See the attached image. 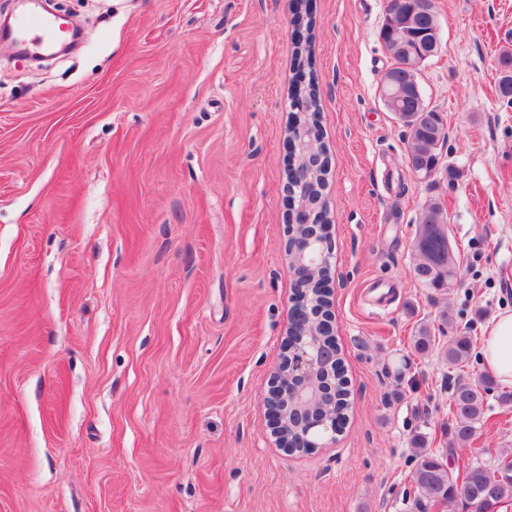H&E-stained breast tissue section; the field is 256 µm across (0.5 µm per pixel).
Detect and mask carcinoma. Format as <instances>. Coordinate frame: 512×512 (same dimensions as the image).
Instances as JSON below:
<instances>
[{
  "label": "carcinoma",
  "instance_id": "1",
  "mask_svg": "<svg viewBox=\"0 0 512 512\" xmlns=\"http://www.w3.org/2000/svg\"><path fill=\"white\" fill-rule=\"evenodd\" d=\"M379 38L386 45L392 62H397L401 51L396 43L398 35L382 26ZM309 58H300L292 93L303 99L311 113L319 110L318 91L313 79L304 76L303 69ZM392 114L405 126L409 134L405 140V159L413 169L442 167L441 147L445 139L443 118L435 109L428 108L425 99L398 102ZM448 211L439 202L430 201L422 209L419 231L414 244L415 261L413 276L425 288L443 290L459 278V269L448 252ZM435 327L420 325L413 336V347L420 354L435 347ZM473 347L472 337L461 332L448 340L442 348V357L448 365L456 367L468 360ZM322 379L336 382V405L327 404L325 409H336V415H348V381L341 372L328 369ZM503 407L512 406V390L499 387L490 375L482 376L475 383L456 382L451 391L448 415L452 421L453 439L458 444L470 441L485 422V411L489 396ZM418 463L411 476L410 487L413 499L410 512H447L452 503L459 512H502L512 506V474L502 478L495 476L496 467L506 463L512 465V456L503 454L489 464L472 463L462 476V484L448 477V463L444 455L425 448L424 439L418 435L414 440Z\"/></svg>",
  "mask_w": 512,
  "mask_h": 512
}]
</instances>
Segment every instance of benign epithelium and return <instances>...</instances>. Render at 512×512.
I'll return each mask as SVG.
<instances>
[{
	"label": "benign epithelium",
	"mask_w": 512,
	"mask_h": 512,
	"mask_svg": "<svg viewBox=\"0 0 512 512\" xmlns=\"http://www.w3.org/2000/svg\"><path fill=\"white\" fill-rule=\"evenodd\" d=\"M400 5L388 14L392 29L413 30L415 18L431 11V0H399ZM438 41L425 39L417 44V50L401 56L399 67L414 75L412 82L397 81L393 70L385 72L382 87L392 92L384 96L385 101L414 98L419 95L418 75L425 60L436 54ZM290 152L296 158L306 160L298 172L296 183L286 191L297 198V204L290 209L288 228L291 235L289 245V269L294 286L309 280L318 268L330 267L332 253L323 251L314 257L312 246L319 237L330 230L327 215L305 204L306 198L324 177V166L315 156V128L302 112L293 123L288 135ZM288 323L298 326L305 339L296 343L285 338L284 356L273 375L272 386L266 398L268 421L275 430L278 447L320 448L336 442L341 428L336 424V413L319 412L315 404L323 394L319 378L323 370L336 358V338L333 336L331 316L323 314L316 301L304 297L293 298L288 313Z\"/></svg>",
	"instance_id": "1"
}]
</instances>
